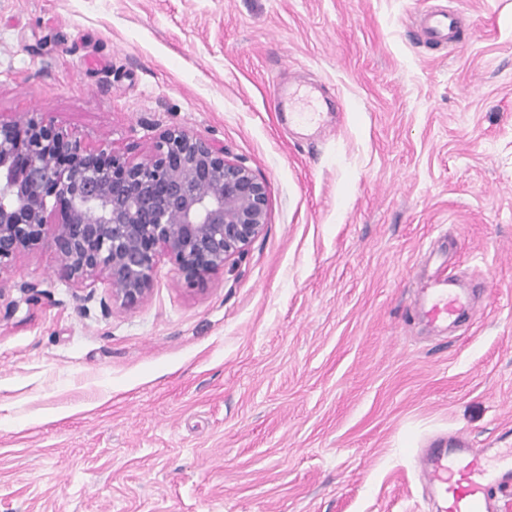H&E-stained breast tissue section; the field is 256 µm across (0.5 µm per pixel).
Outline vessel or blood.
Instances as JSON below:
<instances>
[{"label":"vessel or blood","instance_id":"1","mask_svg":"<svg viewBox=\"0 0 512 512\" xmlns=\"http://www.w3.org/2000/svg\"><path fill=\"white\" fill-rule=\"evenodd\" d=\"M425 34L436 42L455 41L460 20L452 13L431 12ZM422 308L431 321L454 324L470 312L471 297L442 282L427 289ZM418 458L425 485L437 500V512H493L495 490L512 485V448L498 449L489 457L475 448L439 442L421 449Z\"/></svg>","mask_w":512,"mask_h":512}]
</instances>
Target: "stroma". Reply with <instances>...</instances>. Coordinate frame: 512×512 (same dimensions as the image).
I'll return each instance as SVG.
<instances>
[{"instance_id":"35a3bbf8","label":"stroma","mask_w":512,"mask_h":512,"mask_svg":"<svg viewBox=\"0 0 512 512\" xmlns=\"http://www.w3.org/2000/svg\"><path fill=\"white\" fill-rule=\"evenodd\" d=\"M439 9L466 41L426 43ZM311 83L303 136L276 92ZM31 112L136 158L214 141L268 216L128 312L17 259L0 512H435L417 449L512 446V0H0V116ZM443 277L475 292L451 330L412 308Z\"/></svg>"}]
</instances>
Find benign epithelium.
I'll return each instance as SVG.
<instances>
[{"mask_svg": "<svg viewBox=\"0 0 512 512\" xmlns=\"http://www.w3.org/2000/svg\"><path fill=\"white\" fill-rule=\"evenodd\" d=\"M268 214V187L224 147L173 127L141 158L83 141L33 113L0 117V281L17 258L49 248L77 288L107 286L132 310L160 260L200 293L245 254Z\"/></svg>", "mask_w": 512, "mask_h": 512, "instance_id": "obj_1", "label": "benign epithelium"}]
</instances>
